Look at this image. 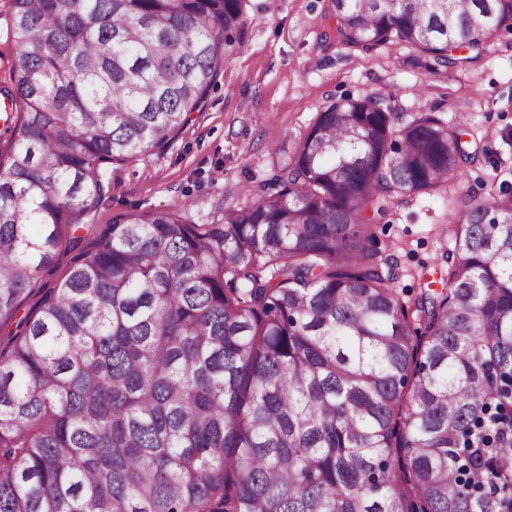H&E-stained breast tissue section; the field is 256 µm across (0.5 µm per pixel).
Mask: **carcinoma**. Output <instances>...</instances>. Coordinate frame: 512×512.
<instances>
[{
  "label": "carcinoma",
  "instance_id": "carcinoma-1",
  "mask_svg": "<svg viewBox=\"0 0 512 512\" xmlns=\"http://www.w3.org/2000/svg\"><path fill=\"white\" fill-rule=\"evenodd\" d=\"M246 0H9L0 85V512H512V194L450 200L440 291L393 288L373 223L462 183L455 123L322 112L214 224L129 212L101 170L167 147ZM349 46L446 73L512 0H334ZM68 259L64 278L25 298ZM5 1L7 0H0V11H2L0 16V81L8 79L14 56L13 46L6 39V19L8 18L6 9L8 3H5Z\"/></svg>",
  "mask_w": 512,
  "mask_h": 512
}]
</instances>
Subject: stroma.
Wrapping results in <instances>:
<instances>
[{
  "label": "stroma",
  "instance_id": "obj_1",
  "mask_svg": "<svg viewBox=\"0 0 512 512\" xmlns=\"http://www.w3.org/2000/svg\"><path fill=\"white\" fill-rule=\"evenodd\" d=\"M241 45L225 62L200 111L163 151L102 172L109 190L88 218L108 224L127 211H174L196 224L220 219L242 189L271 178L332 102L374 95L409 115L419 107L462 121L478 159L465 177L482 196L512 189V33L450 74L430 72L399 43L348 46L336 33L332 0H247ZM447 195L395 201L374 226L393 286L415 294L453 242Z\"/></svg>",
  "mask_w": 512,
  "mask_h": 512
}]
</instances>
